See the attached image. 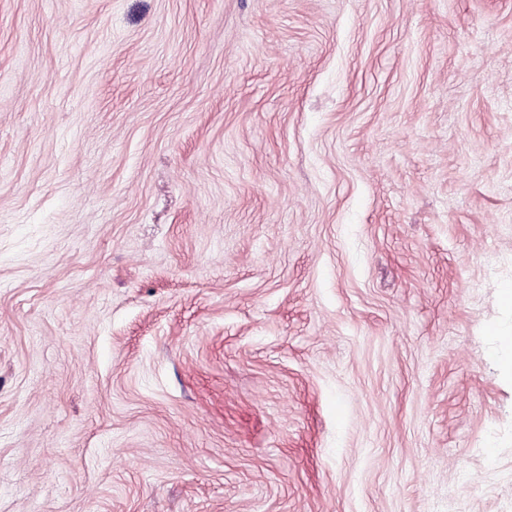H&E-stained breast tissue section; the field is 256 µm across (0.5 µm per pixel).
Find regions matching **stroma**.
I'll return each mask as SVG.
<instances>
[{"label":"stroma","instance_id":"obj_1","mask_svg":"<svg viewBox=\"0 0 512 512\" xmlns=\"http://www.w3.org/2000/svg\"><path fill=\"white\" fill-rule=\"evenodd\" d=\"M512 0H0V512H512Z\"/></svg>","mask_w":512,"mask_h":512}]
</instances>
